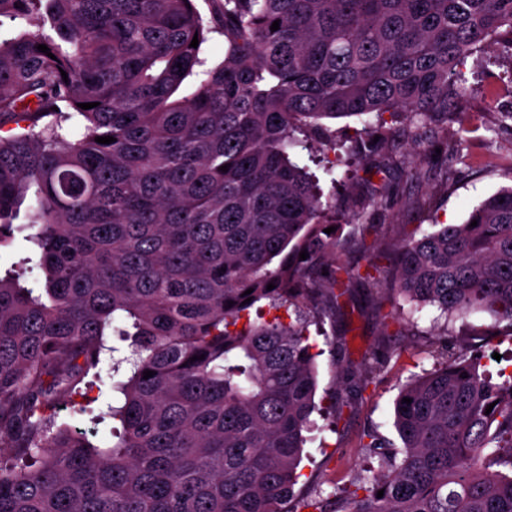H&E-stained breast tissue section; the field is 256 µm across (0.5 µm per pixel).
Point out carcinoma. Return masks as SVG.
Segmentation results:
<instances>
[{
	"instance_id": "cac0c4a2",
	"label": "carcinoma",
	"mask_w": 512,
	"mask_h": 512,
	"mask_svg": "<svg viewBox=\"0 0 512 512\" xmlns=\"http://www.w3.org/2000/svg\"><path fill=\"white\" fill-rule=\"evenodd\" d=\"M212 3L211 30L192 0H0V18L43 8L56 33L0 42V126H17L0 136V244L29 203L44 273L37 294L0 277V512H512V372L494 383L483 363L512 343V188L401 242L367 296L402 297L410 320L493 319L459 355L437 334L436 365L394 403L401 454L371 430L372 485L295 495L319 411L309 326L364 276L334 265V202L289 157L306 133L336 150L339 118L448 122L467 59L512 46V0ZM213 30L224 58L207 68L190 43ZM263 302L294 320L251 322ZM108 357L118 400L95 443L60 410L89 411ZM357 395L334 398L336 420Z\"/></svg>"
}]
</instances>
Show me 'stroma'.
<instances>
[{"mask_svg": "<svg viewBox=\"0 0 512 512\" xmlns=\"http://www.w3.org/2000/svg\"><path fill=\"white\" fill-rule=\"evenodd\" d=\"M463 72L467 97L446 124L422 131L407 122L397 125L392 136L368 154L353 179L345 177V156L325 152V159L334 164L328 173L311 164L308 150L293 149L292 160L319 177L324 194H332L334 181L349 182L345 197L338 200L340 213L327 220L340 224L354 216L358 243L338 247L336 263L366 266L379 250L420 238L433 224L463 222L483 199L512 186V47L503 41L490 43L468 59ZM375 194L387 197V206L371 205ZM403 305L401 298L389 295L376 311L367 307L360 291L354 300L343 301L334 320L325 322L323 336L316 339L322 350L317 359V404L329 406L336 390L331 347L335 336H345L352 370L367 376L368 383L335 430L309 433L295 493L331 498L352 481L376 476L381 463L364 448L368 429L398 442L394 401L412 374L432 368L431 332L437 316L436 310L426 309L408 324ZM386 338L393 340L396 354L380 372L365 375V363L379 353Z\"/></svg>", "mask_w": 512, "mask_h": 512, "instance_id": "stroma-1", "label": "stroma"}]
</instances>
